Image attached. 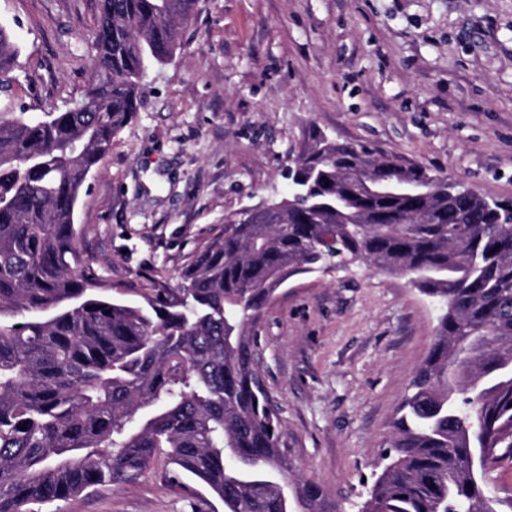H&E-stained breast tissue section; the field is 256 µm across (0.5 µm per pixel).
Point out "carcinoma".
Segmentation results:
<instances>
[{"instance_id":"carcinoma-1","label":"carcinoma","mask_w":512,"mask_h":512,"mask_svg":"<svg viewBox=\"0 0 512 512\" xmlns=\"http://www.w3.org/2000/svg\"><path fill=\"white\" fill-rule=\"evenodd\" d=\"M199 0H98L89 111L0 113V512L163 477L224 512H345L293 465L255 362V327L288 279L362 262L439 299L433 344L393 422L390 462L357 512H512L488 496L512 459V215L418 166L321 131L291 191L241 213L176 288L100 292L75 227L88 176L139 111ZM20 48L0 26V92ZM410 195L359 193L356 174ZM482 457L480 471L471 461Z\"/></svg>"}]
</instances>
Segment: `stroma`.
Here are the masks:
<instances>
[{
    "label": "stroma",
    "instance_id": "obj_1",
    "mask_svg": "<svg viewBox=\"0 0 512 512\" xmlns=\"http://www.w3.org/2000/svg\"><path fill=\"white\" fill-rule=\"evenodd\" d=\"M97 0H0L21 70L0 112H56L90 77ZM512 200V0H199L88 177L75 224L104 288H173L225 218L286 197L308 131ZM437 303L356 264L295 276L257 326L300 473L356 512L426 357ZM159 469L50 512H192Z\"/></svg>",
    "mask_w": 512,
    "mask_h": 512
}]
</instances>
